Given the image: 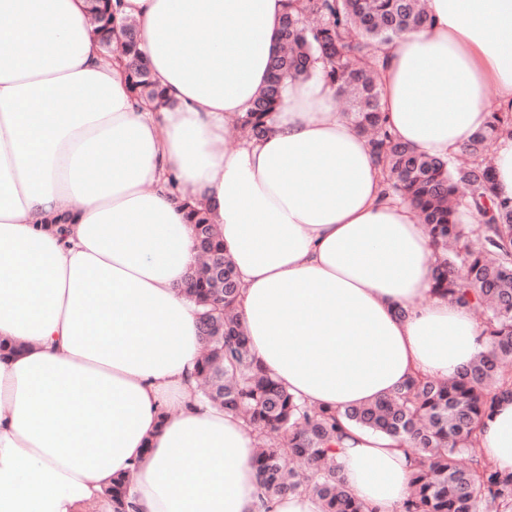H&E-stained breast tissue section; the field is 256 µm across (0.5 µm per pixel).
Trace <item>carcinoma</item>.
<instances>
[{"label": "carcinoma", "mask_w": 512, "mask_h": 512, "mask_svg": "<svg viewBox=\"0 0 512 512\" xmlns=\"http://www.w3.org/2000/svg\"><path fill=\"white\" fill-rule=\"evenodd\" d=\"M89 19L99 31L112 26L114 48L103 50L124 60L136 98L165 105L137 51L136 22L117 27L113 17L93 13ZM427 22L420 0H288L270 79L237 123L245 136L263 137L283 87L321 67L324 79L352 100L354 127L381 166L385 193L408 201L429 226L435 292L481 310L487 354L447 380L417 375L385 398L341 415L309 407L255 363L235 315L234 264L206 208L190 209L195 239L206 242L208 256L189 272L183 288L198 307L199 391L257 432L262 448L254 464L268 498L309 492L323 502L324 512H369L336 475L335 443L344 434L345 419L409 443L414 468L403 512H512V476H502L476 448L482 417L499 395H512L507 370L512 363V204L496 201L490 160L496 140L512 134V113L491 112L486 129L465 145L464 165L421 154L394 137L380 103L378 50ZM465 208L476 210L482 223H462ZM290 458L307 469L288 467ZM126 493V478L113 480V512H125Z\"/></svg>", "instance_id": "carcinoma-1"}]
</instances>
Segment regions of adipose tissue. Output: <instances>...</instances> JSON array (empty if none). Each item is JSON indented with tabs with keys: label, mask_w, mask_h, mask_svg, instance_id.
I'll use <instances>...</instances> for the list:
<instances>
[{
	"label": "adipose tissue",
	"mask_w": 512,
	"mask_h": 512,
	"mask_svg": "<svg viewBox=\"0 0 512 512\" xmlns=\"http://www.w3.org/2000/svg\"><path fill=\"white\" fill-rule=\"evenodd\" d=\"M287 7L121 0L157 109L103 61L85 0H0V512H112L121 474L126 512H323L305 492L261 498L255 431L199 398L188 203L235 266L256 362L310 405L342 412L489 351L472 310L433 294L426 225L384 197L322 74L286 86L264 138L215 151L266 82ZM426 7L382 49L381 103L397 139L445 157L488 125V87L512 105V0ZM337 448L361 501L402 512L398 442L349 425ZM477 448L512 474V400Z\"/></svg>",
	"instance_id": "1"
}]
</instances>
